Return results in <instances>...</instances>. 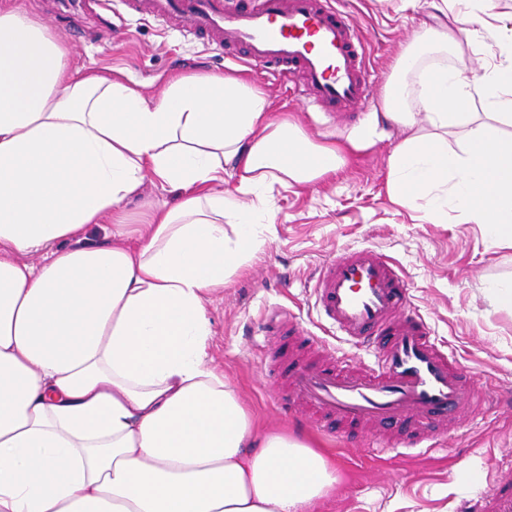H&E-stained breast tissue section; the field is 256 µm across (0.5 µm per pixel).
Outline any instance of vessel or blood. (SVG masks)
Instances as JSON below:
<instances>
[{
  "instance_id": "b4317fda",
  "label": "vessel or blood",
  "mask_w": 512,
  "mask_h": 512,
  "mask_svg": "<svg viewBox=\"0 0 512 512\" xmlns=\"http://www.w3.org/2000/svg\"><path fill=\"white\" fill-rule=\"evenodd\" d=\"M139 14L177 23L203 38L225 60L244 61L283 78H299V93L323 112L366 111L372 74L357 26L331 0H258L228 9L224 0H122ZM315 306L352 346L370 351L372 364L349 365L328 353L301 363L297 348L314 337L292 312L264 318L272 336L262 370L285 379L278 403L305 411L323 430L341 427L348 440L387 434L393 447L443 442L449 425L477 409L473 377L456 367L412 307L409 282L383 253L342 249L315 271Z\"/></svg>"
}]
</instances>
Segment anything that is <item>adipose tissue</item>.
Instances as JSON below:
<instances>
[{"label":"adipose tissue","instance_id":"adipose-tissue-1","mask_svg":"<svg viewBox=\"0 0 512 512\" xmlns=\"http://www.w3.org/2000/svg\"><path fill=\"white\" fill-rule=\"evenodd\" d=\"M489 4L432 0L491 34L496 61L422 66L448 51L435 31L397 57L364 136L402 133L396 202L432 224L457 212L512 249V28ZM69 56L0 0V512H308L336 463L258 431L208 361L206 300L262 247L269 189L334 177L344 147L271 119L238 76L176 73L149 101ZM147 181L181 195L129 223ZM104 222L113 242L86 243Z\"/></svg>","mask_w":512,"mask_h":512}]
</instances>
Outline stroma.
Here are the masks:
<instances>
[{
  "mask_svg": "<svg viewBox=\"0 0 512 512\" xmlns=\"http://www.w3.org/2000/svg\"><path fill=\"white\" fill-rule=\"evenodd\" d=\"M69 46L81 70L108 69L149 99L163 92L170 74H236L264 92L273 117L289 115L308 134L346 143L359 138L364 120H349L304 108L294 83L230 64L205 40L155 20L106 9L83 10L68 0H19ZM375 74L370 111L382 109L385 85L398 55L443 18L419 0L400 11L394 0H344ZM392 140L351 151L335 178L305 190L274 186V223L251 266L230 276L207 301L212 336L208 358L235 386L260 428L299 434L336 461L335 490L309 512H478L500 487L512 483V406L465 419L441 446L371 454L341 446L275 404L260 361L269 341L258 328L271 308L291 309L337 354L349 352L330 335L313 306L309 283L322 259L346 247H371L405 273L413 307L458 367L470 371L481 399L512 393V308L497 300L499 283L512 281V250L501 248L481 225L456 216L431 224L388 193Z\"/></svg>",
  "mask_w": 512,
  "mask_h": 512,
  "instance_id": "obj_1",
  "label": "stroma"
}]
</instances>
